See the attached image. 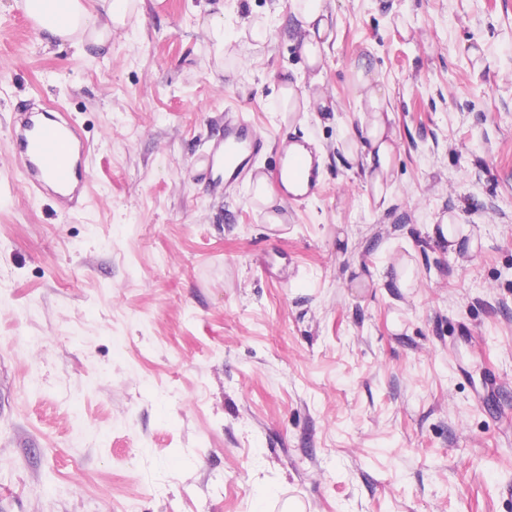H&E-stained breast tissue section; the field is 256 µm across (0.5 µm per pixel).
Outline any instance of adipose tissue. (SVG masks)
Returning a JSON list of instances; mask_svg holds the SVG:
<instances>
[{
    "label": "adipose tissue",
    "instance_id": "ef3b65f1",
    "mask_svg": "<svg viewBox=\"0 0 512 512\" xmlns=\"http://www.w3.org/2000/svg\"><path fill=\"white\" fill-rule=\"evenodd\" d=\"M59 1L22 0L26 15L43 43L49 45L88 47L105 55L111 50V29L125 27L128 19L144 18L143 0H63L67 3V19L62 22L58 19ZM291 12L299 23L302 56L309 70H316L333 40L328 0H291ZM357 82L364 114L346 148L365 154L364 178L379 193L390 174L394 152L391 115L375 76L361 72Z\"/></svg>",
    "mask_w": 512,
    "mask_h": 512
}]
</instances>
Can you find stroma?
<instances>
[{
    "label": "stroma",
    "instance_id": "35a3bbf8",
    "mask_svg": "<svg viewBox=\"0 0 512 512\" xmlns=\"http://www.w3.org/2000/svg\"><path fill=\"white\" fill-rule=\"evenodd\" d=\"M209 2L220 59L200 0H145L105 56L0 0V512H512V0H332L336 109L285 123L290 0ZM361 68L392 111L380 199L342 150ZM27 104L88 147L78 208L24 184ZM229 112L320 155L282 232L216 180Z\"/></svg>",
    "mask_w": 512,
    "mask_h": 512
}]
</instances>
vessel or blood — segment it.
<instances>
[{
	"mask_svg": "<svg viewBox=\"0 0 512 512\" xmlns=\"http://www.w3.org/2000/svg\"><path fill=\"white\" fill-rule=\"evenodd\" d=\"M15 149L22 157L27 186L33 191L53 188L69 205L80 204L84 187L86 145L78 129L66 122H44L29 112L20 113L14 128ZM267 138L241 115L224 119V134L218 150L224 161V182L233 184L249 168L252 160L265 154ZM277 182H287L294 190L288 200L302 203L320 194L324 174L315 148L297 137L279 139Z\"/></svg>",
	"mask_w": 512,
	"mask_h": 512,
	"instance_id": "obj_1",
	"label": "vessel or blood"
}]
</instances>
